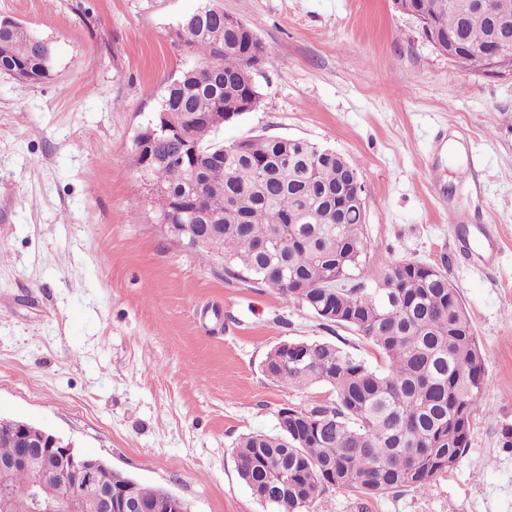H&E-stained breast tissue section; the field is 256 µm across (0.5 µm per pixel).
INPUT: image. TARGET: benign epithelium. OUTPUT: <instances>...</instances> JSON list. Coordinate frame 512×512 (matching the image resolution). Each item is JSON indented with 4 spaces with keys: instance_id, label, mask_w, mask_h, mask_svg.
Returning a JSON list of instances; mask_svg holds the SVG:
<instances>
[{
    "instance_id": "7a95c632",
    "label": "benign epithelium",
    "mask_w": 512,
    "mask_h": 512,
    "mask_svg": "<svg viewBox=\"0 0 512 512\" xmlns=\"http://www.w3.org/2000/svg\"><path fill=\"white\" fill-rule=\"evenodd\" d=\"M484 71L503 75L509 58L494 45L481 53ZM168 140L184 139L183 120L173 112H159L150 124L141 129L134 141L136 154L153 152L158 132ZM162 229L187 249L210 244L191 224H164ZM12 440L17 452L6 463H0V512H68L72 494L87 495L95 512H190L182 497L163 489L152 501L137 497L134 482L116 484L117 470L103 459L82 454L72 444L42 428L16 423ZM23 469L34 474L32 482L22 491L9 484L10 475ZM52 475L60 478V493L44 499L39 493L38 478Z\"/></svg>"
}]
</instances>
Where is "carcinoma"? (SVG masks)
Here are the masks:
<instances>
[{
	"label": "carcinoma",
	"instance_id": "1",
	"mask_svg": "<svg viewBox=\"0 0 512 512\" xmlns=\"http://www.w3.org/2000/svg\"><path fill=\"white\" fill-rule=\"evenodd\" d=\"M422 22L448 39L483 47L503 27L471 0H419ZM175 41L213 63L218 75L184 69L164 90L159 111L203 118L252 111L254 71L268 53L219 0L185 15ZM52 49L27 27L0 22V73L32 83L50 77ZM206 161L171 143L156 158L136 157L157 218L187 221L214 236V254L234 278L277 290L319 319L352 329L379 351L380 369L325 341H303L305 362L287 344L263 371L293 387H333L336 399L278 412L277 432H252L235 446L238 475L269 512H309L328 488L369 496L425 493L459 463L486 388L484 354L457 289L440 269L400 260L367 287L355 282L366 257L362 215L343 200L352 159L308 141L281 137L229 143L188 128Z\"/></svg>",
	"mask_w": 512,
	"mask_h": 512
}]
</instances>
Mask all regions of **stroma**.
Returning a JSON list of instances; mask_svg holds the SVG:
<instances>
[{
  "mask_svg": "<svg viewBox=\"0 0 512 512\" xmlns=\"http://www.w3.org/2000/svg\"><path fill=\"white\" fill-rule=\"evenodd\" d=\"M200 0H0L53 49L52 76L0 74V417L46 428L190 512H265L234 447L332 387L268 378L275 346L356 332L199 261L154 219L134 138L195 60L170 36ZM269 53L257 110L216 140L303 139L358 162L371 285L439 267L484 352L465 456L426 493L326 490L310 512H512V76L436 51L392 0H220Z\"/></svg>",
  "mask_w": 512,
  "mask_h": 512,
  "instance_id": "obj_1",
  "label": "stroma"
}]
</instances>
